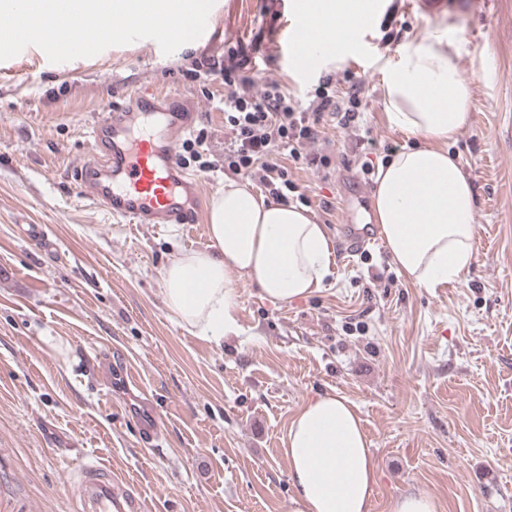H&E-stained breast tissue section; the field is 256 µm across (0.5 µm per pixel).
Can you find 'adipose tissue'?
Listing matches in <instances>:
<instances>
[{"label":"adipose tissue","instance_id":"1","mask_svg":"<svg viewBox=\"0 0 512 512\" xmlns=\"http://www.w3.org/2000/svg\"><path fill=\"white\" fill-rule=\"evenodd\" d=\"M390 122L424 144L377 175L374 209L391 257L422 288L461 278L474 259V191L446 148L470 118L459 51L430 35L404 51L384 80ZM206 249L182 251L162 272L171 316L215 341L234 334L235 285L281 303L320 292L332 264L329 233L303 208L266 200L228 178L209 205ZM288 512H371L376 466L357 406L336 393L306 400L285 442Z\"/></svg>","mask_w":512,"mask_h":512}]
</instances>
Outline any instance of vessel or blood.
Returning <instances> with one entry per match:
<instances>
[{
  "label": "vessel or blood",
  "mask_w": 512,
  "mask_h": 512,
  "mask_svg": "<svg viewBox=\"0 0 512 512\" xmlns=\"http://www.w3.org/2000/svg\"><path fill=\"white\" fill-rule=\"evenodd\" d=\"M295 15L306 25L292 28L286 41L306 53L327 46L334 34L323 22L297 5ZM196 106L178 96L139 92L125 95L91 126L92 152L73 172L75 187L88 193L95 205L121 224H198L204 205L201 180L184 165L179 145L194 127ZM345 244L355 252L380 242L376 231L357 226L347 213ZM113 390L122 396L124 410L138 424L148 443L160 438L155 400L133 367L106 368ZM82 512H146L141 499L116 482L111 469L92 461L77 475Z\"/></svg>",
  "instance_id": "b4317fda"
}]
</instances>
